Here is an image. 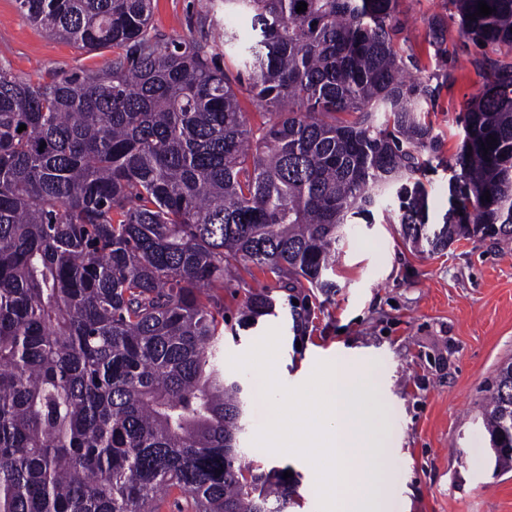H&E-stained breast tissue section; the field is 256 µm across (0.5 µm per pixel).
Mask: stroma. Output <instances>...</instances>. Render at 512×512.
<instances>
[{"mask_svg": "<svg viewBox=\"0 0 512 512\" xmlns=\"http://www.w3.org/2000/svg\"><path fill=\"white\" fill-rule=\"evenodd\" d=\"M153 0L150 33L163 43L207 36L224 40L225 24L241 41L253 37L248 18L224 19L217 0ZM414 55L428 63L435 51L448 60L450 77L432 116L442 146L419 180L427 194L428 221L448 210V160L463 131L465 102L486 80L473 63L475 50L451 18L448 0H401ZM445 17L440 49L424 39L428 20ZM122 50H87L30 23L17 0H0V64L18 80L38 84L54 77L105 71ZM336 292L321 297L302 337L285 315L266 316L238 334H225V355L247 352L270 329L280 331L275 364L287 386L305 383L318 362L364 366L387 418L386 446L396 457L389 512H512V471L495 473L483 405L500 367L512 360V240L475 236L431 255L405 243L396 224H356L336 256ZM248 387V460L262 469L288 470L298 480L291 512H319L316 475L306 461L255 446L251 438L268 420L255 371Z\"/></svg>", "mask_w": 512, "mask_h": 512, "instance_id": "stroma-1", "label": "stroma"}]
</instances>
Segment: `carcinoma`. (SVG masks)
<instances>
[{
    "mask_svg": "<svg viewBox=\"0 0 512 512\" xmlns=\"http://www.w3.org/2000/svg\"><path fill=\"white\" fill-rule=\"evenodd\" d=\"M17 2L60 39L127 50L108 72L37 85L0 65V512H160L174 490L194 512H287L297 480L241 446L224 283L265 279L238 326L276 313V288L299 332L336 293L337 245L360 220L394 214L431 254L512 239V63L484 57L450 208L426 224L417 175L440 150L432 80L448 74H411L401 0H224L255 35L224 27L222 67L150 36L151 0ZM484 2L480 17L479 0H448L460 34L512 47V0ZM426 38L443 43L440 18ZM483 423L511 467L512 361Z\"/></svg>",
    "mask_w": 512,
    "mask_h": 512,
    "instance_id": "carcinoma-1",
    "label": "carcinoma"
}]
</instances>
